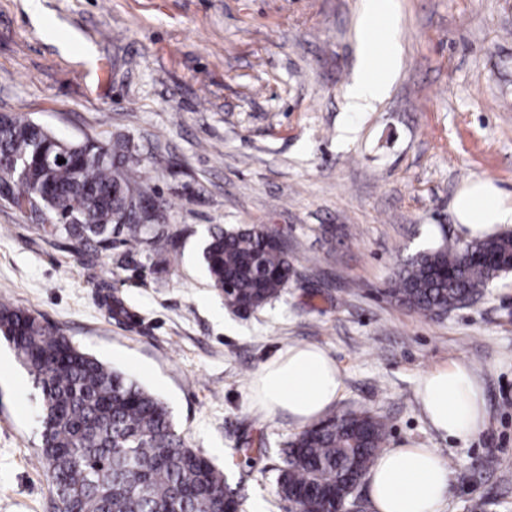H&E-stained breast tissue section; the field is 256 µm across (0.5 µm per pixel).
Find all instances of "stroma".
Masks as SVG:
<instances>
[{
    "label": "stroma",
    "mask_w": 512,
    "mask_h": 512,
    "mask_svg": "<svg viewBox=\"0 0 512 512\" xmlns=\"http://www.w3.org/2000/svg\"><path fill=\"white\" fill-rule=\"evenodd\" d=\"M393 9L389 91L350 112L362 0H0V114L66 140L129 137L172 235L163 258L117 241L78 255L0 197V301L162 400L188 447L239 484L242 512H288L281 450L302 428L254 406L251 381L302 344L339 366L336 410L385 416L389 447L437 449L445 512H512V272L441 318L384 293L400 258L461 239V187L488 179L512 196V0ZM250 225L287 244L293 274L235 313L201 252L213 228ZM456 361L476 370L487 410L465 442L433 430L415 398ZM37 404L0 339V512H51ZM241 448L261 449L253 468Z\"/></svg>",
    "instance_id": "stroma-1"
}]
</instances>
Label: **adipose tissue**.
<instances>
[{
  "mask_svg": "<svg viewBox=\"0 0 512 512\" xmlns=\"http://www.w3.org/2000/svg\"><path fill=\"white\" fill-rule=\"evenodd\" d=\"M387 64L375 72L362 60L347 89L348 109L362 112L384 95L399 63V46L387 40ZM459 231L469 239L495 235L512 225V203L485 179H476L455 197ZM253 387L261 409L288 414L300 425L321 419L339 399L342 377L336 362L320 347L298 345L277 354L256 372ZM416 400L431 427L459 440L487 425L484 394L474 371L464 363L426 373ZM372 512H442L451 472L435 449L410 442L385 450L366 476Z\"/></svg>",
  "mask_w": 512,
  "mask_h": 512,
  "instance_id": "adipose-tissue-1",
  "label": "adipose tissue"
}]
</instances>
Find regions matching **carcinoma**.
Returning a JSON list of instances; mask_svg holds the SVG:
<instances>
[{
  "instance_id": "cac0c4a2",
  "label": "carcinoma",
  "mask_w": 512,
  "mask_h": 512,
  "mask_svg": "<svg viewBox=\"0 0 512 512\" xmlns=\"http://www.w3.org/2000/svg\"><path fill=\"white\" fill-rule=\"evenodd\" d=\"M64 153V163L43 159ZM0 195L44 235L74 248L109 247L112 236L134 249L161 252L167 225L149 212L156 198L138 181L142 158L129 139L64 142L15 114L0 115ZM202 260L224 303L263 307L288 286V248L261 229L211 232ZM512 271V235L472 241L442 238L399 263L388 296L425 317H442L490 287L491 271ZM0 337L40 391L39 456L52 512H231L236 489L175 430L162 401L30 312L0 303ZM388 437L387 421L367 410L343 411L304 430L285 449L278 477L283 500L299 512H331L336 497L369 471Z\"/></svg>"
}]
</instances>
